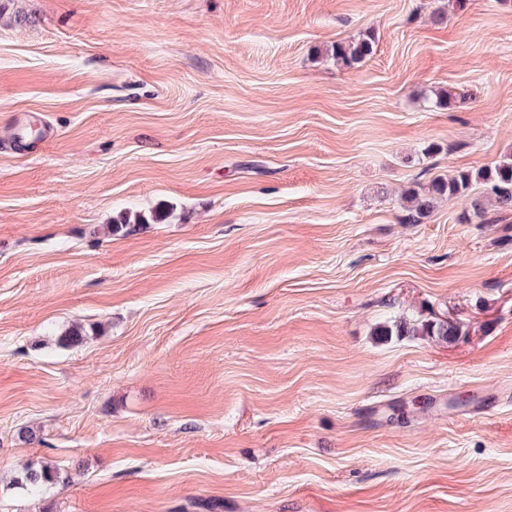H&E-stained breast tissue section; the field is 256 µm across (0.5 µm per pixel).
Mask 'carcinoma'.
<instances>
[{"label": "carcinoma", "mask_w": 512, "mask_h": 512, "mask_svg": "<svg viewBox=\"0 0 512 512\" xmlns=\"http://www.w3.org/2000/svg\"><path fill=\"white\" fill-rule=\"evenodd\" d=\"M375 43L374 37L367 35L355 42H338L333 48L336 63L352 67L371 55ZM475 183L490 186L491 200L501 211L512 210V159L503 161L492 168L477 171H459L448 178H435L426 186H419L407 191L404 221L408 224H419L433 210L437 199L448 197L470 198V207L478 216L486 214L485 202L478 196L469 197ZM456 328L447 321L426 323L421 326V334L435 336L446 340L454 335ZM62 479L60 470L51 462L26 464L20 476L13 478L12 486L34 494L46 485H52Z\"/></svg>", "instance_id": "obj_1"}]
</instances>
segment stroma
Here are the masks:
<instances>
[{
  "instance_id": "35a3bbf8",
  "label": "stroma",
  "mask_w": 512,
  "mask_h": 512,
  "mask_svg": "<svg viewBox=\"0 0 512 512\" xmlns=\"http://www.w3.org/2000/svg\"><path fill=\"white\" fill-rule=\"evenodd\" d=\"M507 158L512 0H0V512H512ZM374 43L375 39L370 35H366L356 42H336L333 56L336 58L337 64L350 68L372 54ZM474 183L490 186L491 200L498 210H512V159L503 161L492 168L477 171H458L448 178H435L426 187L410 188L406 201L404 221L408 224H419L433 210L437 199L448 197L469 198ZM62 479L60 470L51 462L42 461L40 464H26L20 476L13 478V488L34 494L43 486L52 485Z\"/></svg>"
}]
</instances>
